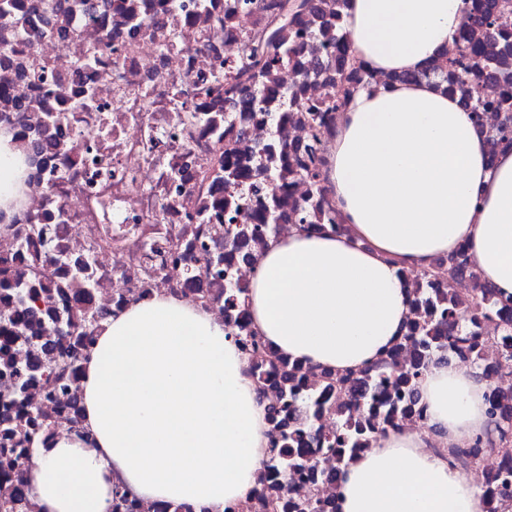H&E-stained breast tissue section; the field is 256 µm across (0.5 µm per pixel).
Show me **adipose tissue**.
Returning a JSON list of instances; mask_svg holds the SVG:
<instances>
[{"label": "adipose tissue", "instance_id": "obj_1", "mask_svg": "<svg viewBox=\"0 0 512 512\" xmlns=\"http://www.w3.org/2000/svg\"><path fill=\"white\" fill-rule=\"evenodd\" d=\"M467 21L465 0H348L354 56L393 83L360 88L328 141L324 184L344 234L292 229L260 255L252 328L281 356L357 371L399 341L403 272L465 250L483 282L512 295V150L490 155L458 99L425 70ZM24 162L0 133V206ZM79 428L31 451L37 512H108L122 484L147 504L224 512L258 489L269 457L265 403L230 328L162 290L103 322L85 358ZM492 386L440 362L418 391L426 425L390 429L346 465L338 512H483L482 491L448 451L487 435Z\"/></svg>", "mask_w": 512, "mask_h": 512}]
</instances>
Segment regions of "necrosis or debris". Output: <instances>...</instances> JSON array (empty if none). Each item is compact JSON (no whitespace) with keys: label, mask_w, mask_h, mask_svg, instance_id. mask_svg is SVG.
<instances>
[{"label":"necrosis or debris","mask_w":512,"mask_h":512,"mask_svg":"<svg viewBox=\"0 0 512 512\" xmlns=\"http://www.w3.org/2000/svg\"><path fill=\"white\" fill-rule=\"evenodd\" d=\"M50 9L0 15V132L12 133L27 165V190L6 211L0 259L46 262L52 289L76 257L92 277L72 314H112L166 289L224 314L226 287L245 288L270 238L336 215L331 198L288 175L286 149L316 141L325 157L339 117L335 0H320L310 33L288 35V64L265 79L252 107L219 89L263 20L255 0H50ZM326 111L312 126L311 108ZM239 172L218 182L225 166ZM267 233L235 248L224 240L228 204ZM45 228L25 237L20 225ZM199 271L197 289L183 281ZM75 388L47 400L41 383L24 402L49 425L72 419Z\"/></svg>","instance_id":"obj_1"}]
</instances>
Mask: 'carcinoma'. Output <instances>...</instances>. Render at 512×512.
I'll return each instance as SVG.
<instances>
[{"label":"carcinoma","mask_w":512,"mask_h":512,"mask_svg":"<svg viewBox=\"0 0 512 512\" xmlns=\"http://www.w3.org/2000/svg\"><path fill=\"white\" fill-rule=\"evenodd\" d=\"M336 56L327 66L336 69V75L345 79L347 88L336 106L346 107L354 93L369 76L365 63L357 60L343 34V15L348 0H336ZM265 23L261 41L249 39L246 58L224 74V92L260 91L263 76L288 62L290 50L284 46V34L306 27V18L319 15L315 0H260ZM512 14V0H501L496 14H490L489 0H471L468 23L455 37L453 47L446 51L428 69L413 75H402V80L435 78L443 90H448V77L461 85L479 80L472 72L475 64L484 69L483 78L495 81L504 88L498 102L501 119L488 130L482 121L483 105L462 98L461 104L471 114L474 127L482 135H492L498 147L512 149V72L501 68V60L512 56V36L502 27V19ZM481 39H473L474 34ZM292 158L289 172L309 181L319 196L326 193L321 174L315 165V150L293 146L288 150ZM260 231L250 224L229 225L224 239L236 245ZM35 265L20 271L6 266L0 269V284L8 286L23 279L32 285L20 311V321L41 318L47 324L43 340L30 348L26 363L8 364L15 378L14 395L22 397L28 385L36 380L45 384L49 394L65 388L72 379H81L85 352L92 346L95 332L103 317L93 312L86 324L75 326L68 317L58 316L57 300L43 280L32 276ZM419 280L410 305L420 315L407 323L398 348L412 351L411 358L402 365L388 351L379 361L356 372L336 376L328 371L319 374L323 386L319 399H305L286 390L276 394L266 386V378L279 375L284 382L294 380L307 365L295 360L272 358L265 352V342L246 324L238 328L236 341L241 351L249 354L247 370L257 384L265 405L268 422L272 427L271 456L261 477V488L251 499L250 508L273 512H336V503L312 494L308 498L292 495L289 483L298 474L318 483L337 480L342 467L349 461V451L369 448L376 437L386 431L389 419L408 417L420 403L417 385L431 364L447 359L450 350L469 355L468 366L483 370L484 348L497 351L494 368L501 375L512 373V295L493 292L481 281L476 269L469 263L465 252L444 260L438 259L432 267L411 274ZM224 309L228 313L247 310L246 290L224 289ZM55 349L56 362L43 364L37 358L41 346ZM493 431L500 434L512 429V388H495L488 396ZM301 404L309 411L322 405L334 412L336 425L332 429H318L309 419L293 420L294 405ZM43 419L32 410H22L15 416L0 419V468L13 477L0 483V512H20L31 488L26 463L31 448L40 442ZM457 459L475 469L488 455L504 461V471L512 469V445L500 447L491 437L479 438L467 447L453 448ZM336 455L335 469L327 473L320 467L318 455ZM499 488L500 512L512 509V483L498 474L484 478ZM140 500L122 487L115 488L110 512H134Z\"/></svg>","instance_id":"cac0c4a2"}]
</instances>
